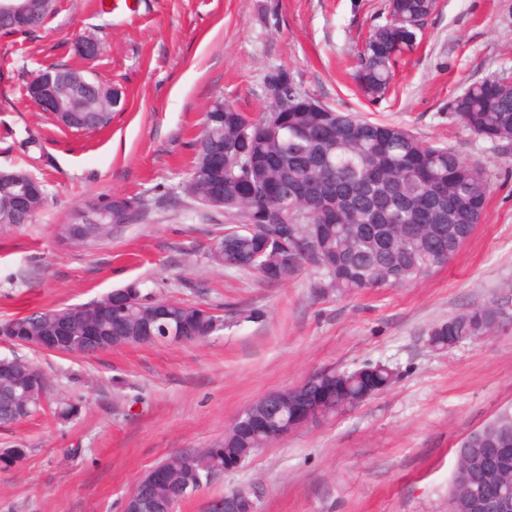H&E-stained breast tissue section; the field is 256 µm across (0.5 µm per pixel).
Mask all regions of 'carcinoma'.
I'll return each instance as SVG.
<instances>
[{
	"label": "carcinoma",
	"instance_id": "1",
	"mask_svg": "<svg viewBox=\"0 0 512 512\" xmlns=\"http://www.w3.org/2000/svg\"><path fill=\"white\" fill-rule=\"evenodd\" d=\"M438 0H387L385 22L372 27L357 50L356 80L372 101L388 91L394 67L417 47L418 33L436 11ZM52 9L35 17L0 22V34H33ZM27 96L46 106L60 93L37 82ZM90 111L74 112L65 128L88 131L106 127L114 102L92 99ZM451 109L472 134L512 144V84L493 78L474 83L453 100ZM235 160L225 170L207 164L212 153ZM224 180L221 209L241 219L224 232L222 251L213 261L227 269L256 271L270 282L288 280L307 261L323 287L340 295L369 288L408 285L449 262L473 235L486 203L482 169L456 153L420 140L400 126L362 120L350 113L315 105L306 99L291 105L280 98L268 111L251 117L215 100L206 113L196 144L190 177L182 192L214 207L208 186ZM10 181L0 180V226L24 224L45 203L39 182L26 185L25 199ZM124 197L101 194L75 210L92 211L97 224H60L63 245L91 247L132 224ZM499 308L476 304L427 332L429 347L446 351L477 342L499 325ZM101 335L126 344L169 342L176 332L188 341L205 340L224 330V322L206 310L180 302L164 306L131 283L112 301L103 297L61 309H39L0 323L4 337L38 344L45 336L84 335L89 324ZM398 374L381 363L350 371L322 370L307 378L294 394L276 391L256 402L253 412L263 424L232 425L201 452H183L163 482L143 492V512H166L167 505L209 483L208 473L224 468V456L241 448H267L282 420H298L319 407L329 416L387 390ZM23 377L0 375V425L30 418L43 408L30 401L19 415ZM458 476L448 491V512H457L474 484L488 491L512 490V410L499 413L467 435L457 449Z\"/></svg>",
	"mask_w": 512,
	"mask_h": 512
}]
</instances>
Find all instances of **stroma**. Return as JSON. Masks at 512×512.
I'll list each match as a JSON object with an SVG mask.
<instances>
[{
	"label": "stroma",
	"instance_id": "stroma-1",
	"mask_svg": "<svg viewBox=\"0 0 512 512\" xmlns=\"http://www.w3.org/2000/svg\"><path fill=\"white\" fill-rule=\"evenodd\" d=\"M386 0H55L33 35L0 36V170L23 171L46 191L25 224L0 228V322L143 282L151 297L224 314L199 342L126 345L63 355L0 338L78 404L0 425V448L24 457L0 470V512H122L139 480L169 457L201 451L261 397L321 369L381 362L389 390L335 417L303 425L257 451L175 512H205L238 487L258 512H448L462 439L512 407V145L472 135L449 110L469 85L512 81V0H439L400 58L392 87L369 101L352 78L356 51L383 23ZM99 45L83 59L76 43ZM51 65L118 88L110 125H57L25 92ZM278 68L298 90L340 112L405 127L483 168V218L456 257L409 285L340 296L309 267L273 283L214 265L211 244L232 215L185 196L192 144L214 99L239 111L267 107ZM134 199L137 222L91 248L64 246L58 224L89 197ZM503 311L479 343L431 349L428 329L474 302Z\"/></svg>",
	"mask_w": 512,
	"mask_h": 512
}]
</instances>
